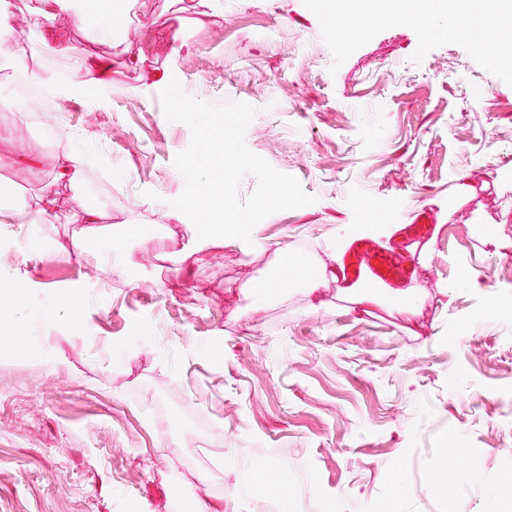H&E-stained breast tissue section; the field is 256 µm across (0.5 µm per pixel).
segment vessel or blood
Returning a JSON list of instances; mask_svg holds the SVG:
<instances>
[{
	"mask_svg": "<svg viewBox=\"0 0 512 512\" xmlns=\"http://www.w3.org/2000/svg\"><path fill=\"white\" fill-rule=\"evenodd\" d=\"M435 215L427 210L416 211L409 224L403 225L406 238L415 240L429 235ZM416 266L411 254L392 257L365 238L355 239L340 263V280L352 285L358 282L399 284L411 280Z\"/></svg>",
	"mask_w": 512,
	"mask_h": 512,
	"instance_id": "b4317fda",
	"label": "vessel or blood"
}]
</instances>
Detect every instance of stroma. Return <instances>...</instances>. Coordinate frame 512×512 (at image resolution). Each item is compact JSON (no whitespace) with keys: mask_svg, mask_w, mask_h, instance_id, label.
<instances>
[{"mask_svg":"<svg viewBox=\"0 0 512 512\" xmlns=\"http://www.w3.org/2000/svg\"><path fill=\"white\" fill-rule=\"evenodd\" d=\"M207 12L200 24L177 0H130L115 23L133 66L59 15V41L83 47L110 90L57 97L40 120L12 108L20 72L0 60V186L33 211L54 201L48 224L0 215V290L28 284L0 310V512H512V283L498 266L512 258V86L456 44L412 62L405 26L329 73L303 0ZM174 77L205 102L254 106L248 147L315 198L258 223L252 253L232 238L193 250L191 220L170 216L190 142L159 99ZM19 137L37 171L12 161ZM74 148L93 163L55 181ZM77 198L110 216L90 248L130 249L140 267L108 278L70 256ZM370 205L378 224L419 208L438 219L417 246L415 296L382 287L367 306L330 278L311 296L257 292L289 253L330 262ZM15 326L32 333L22 353ZM452 434L465 462L444 454ZM259 458L287 469L288 490ZM461 469L471 482L438 478Z\"/></svg>","mask_w":512,"mask_h":512,"instance_id":"1","label":"stroma"}]
</instances>
